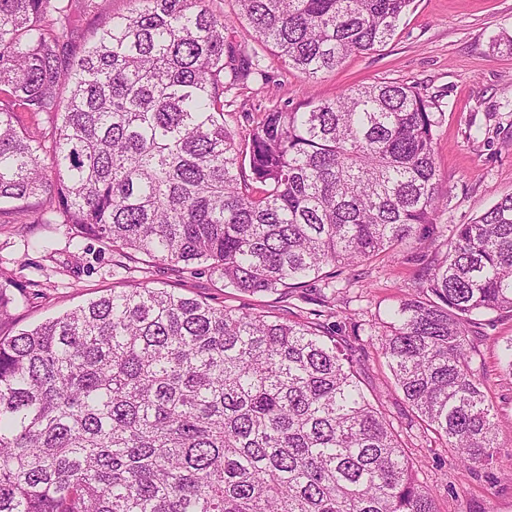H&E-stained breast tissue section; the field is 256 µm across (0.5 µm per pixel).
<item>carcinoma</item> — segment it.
I'll list each match as a JSON object with an SVG mask.
<instances>
[{"instance_id": "cac0c4a2", "label": "carcinoma", "mask_w": 512, "mask_h": 512, "mask_svg": "<svg viewBox=\"0 0 512 512\" xmlns=\"http://www.w3.org/2000/svg\"><path fill=\"white\" fill-rule=\"evenodd\" d=\"M81 51L96 0H0V217L69 224L112 252L203 264L250 295L302 288L415 241L448 205L436 103L379 81L261 113L211 0H133ZM308 80L385 46L411 0H235ZM392 310L394 387L457 460L494 407L473 316L512 312V195L457 227ZM319 320L214 307L141 283L0 336V512H438L418 460Z\"/></svg>"}]
</instances>
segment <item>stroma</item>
Segmentation results:
<instances>
[{
    "instance_id": "35a3bbf8",
    "label": "stroma",
    "mask_w": 512,
    "mask_h": 512,
    "mask_svg": "<svg viewBox=\"0 0 512 512\" xmlns=\"http://www.w3.org/2000/svg\"><path fill=\"white\" fill-rule=\"evenodd\" d=\"M227 18L224 38L258 55L266 78H252L228 93V128L243 133L246 114L293 108L310 98H334L342 89L377 81L418 87L434 98L438 123L434 156L448 207L421 242L388 250L358 267L339 269L332 283L318 278L279 295L243 294L201 265L172 271L141 263L133 272L102 241L74 239L62 224H1L0 281L15 297L0 335L11 336L133 279L168 288L212 306L312 318L337 328L364 365V388L381 400L394 427L420 462L418 477L433 490L438 512H512V374L502 362L512 342V313L476 318L474 366L498 413L499 448L489 464L467 467L412 416L380 352L389 309L415 293L423 268L444 257L458 225L512 195V0H412L394 37L369 53H354L335 70L310 81L283 65L257 42L247 23L234 17V0H214Z\"/></svg>"
}]
</instances>
